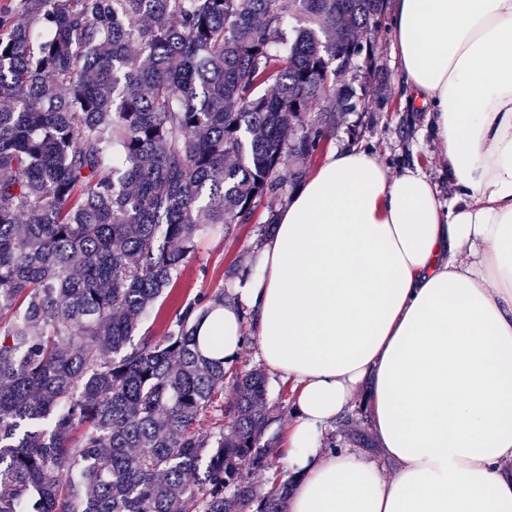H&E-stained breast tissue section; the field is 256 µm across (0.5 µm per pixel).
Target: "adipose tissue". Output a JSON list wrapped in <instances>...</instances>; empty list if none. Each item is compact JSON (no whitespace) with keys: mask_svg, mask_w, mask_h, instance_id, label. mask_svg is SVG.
<instances>
[{"mask_svg":"<svg viewBox=\"0 0 512 512\" xmlns=\"http://www.w3.org/2000/svg\"><path fill=\"white\" fill-rule=\"evenodd\" d=\"M419 164L332 148L282 207L202 352L292 386L288 512H512V0H394ZM365 391L378 453L333 445Z\"/></svg>","mask_w":512,"mask_h":512,"instance_id":"1","label":"adipose tissue"}]
</instances>
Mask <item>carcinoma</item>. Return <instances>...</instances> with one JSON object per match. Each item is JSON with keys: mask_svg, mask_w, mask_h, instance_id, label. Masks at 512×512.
I'll return each instance as SVG.
<instances>
[{"mask_svg": "<svg viewBox=\"0 0 512 512\" xmlns=\"http://www.w3.org/2000/svg\"><path fill=\"white\" fill-rule=\"evenodd\" d=\"M387 0L0 10V512H286L267 382L199 349L224 292L133 339L198 235L305 176ZM216 430L195 428L203 417Z\"/></svg>", "mask_w": 512, "mask_h": 512, "instance_id": "obj_1", "label": "carcinoma"}]
</instances>
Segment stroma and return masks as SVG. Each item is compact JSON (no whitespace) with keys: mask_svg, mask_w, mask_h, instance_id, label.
I'll return each instance as SVG.
<instances>
[{"mask_svg":"<svg viewBox=\"0 0 512 512\" xmlns=\"http://www.w3.org/2000/svg\"><path fill=\"white\" fill-rule=\"evenodd\" d=\"M371 45V59H358L345 76L355 91L358 107L345 113L335 136L328 139V146L367 145L391 168L415 161L436 182L447 185L441 155L426 130V114L404 93L391 19H384ZM267 215L266 206L261 205L250 223L232 224L200 235L191 261L168 297L160 300L143 320V331L162 335L182 305L198 296L231 288L235 273L251 266L261 237L270 230ZM267 380L268 406L275 426L268 429L265 437L275 445L282 440L292 418V394L287 381L279 375L268 374Z\"/></svg>","mask_w":512,"mask_h":512,"instance_id":"stroma-1","label":"stroma"}]
</instances>
